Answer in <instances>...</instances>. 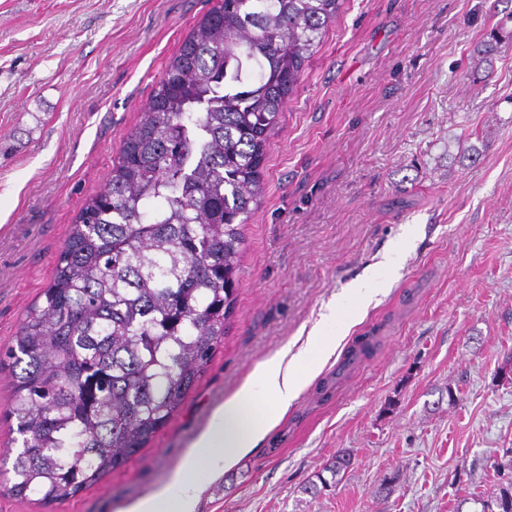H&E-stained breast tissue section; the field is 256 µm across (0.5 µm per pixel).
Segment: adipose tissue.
Listing matches in <instances>:
<instances>
[{
  "label": "adipose tissue",
  "mask_w": 512,
  "mask_h": 512,
  "mask_svg": "<svg viewBox=\"0 0 512 512\" xmlns=\"http://www.w3.org/2000/svg\"><path fill=\"white\" fill-rule=\"evenodd\" d=\"M349 325L323 337L318 351L279 353L255 370L226 399L196 439L169 484L132 512H196L208 482L234 467L266 438L348 335Z\"/></svg>",
  "instance_id": "adipose-tissue-1"
}]
</instances>
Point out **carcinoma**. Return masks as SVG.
Returning <instances> with one entry per match:
<instances>
[{
    "instance_id": "1",
    "label": "carcinoma",
    "mask_w": 512,
    "mask_h": 512,
    "mask_svg": "<svg viewBox=\"0 0 512 512\" xmlns=\"http://www.w3.org/2000/svg\"><path fill=\"white\" fill-rule=\"evenodd\" d=\"M343 0H214L169 58L0 364L21 446L7 490L71 499L183 406L233 309L258 167ZM512 483L480 502L507 512Z\"/></svg>"
}]
</instances>
